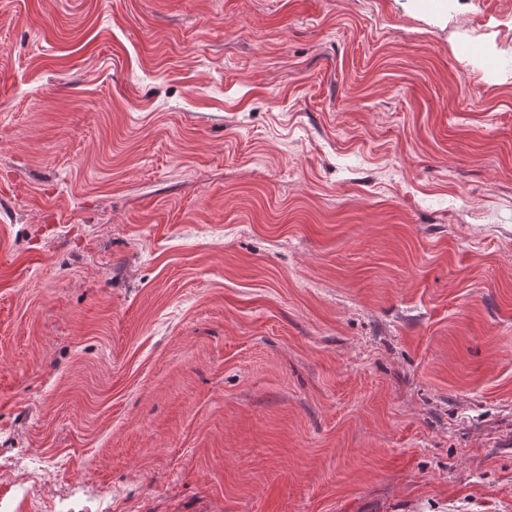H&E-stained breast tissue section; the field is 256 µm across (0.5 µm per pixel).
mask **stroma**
<instances>
[{
  "mask_svg": "<svg viewBox=\"0 0 512 512\" xmlns=\"http://www.w3.org/2000/svg\"><path fill=\"white\" fill-rule=\"evenodd\" d=\"M512 0H0V512H512Z\"/></svg>",
  "mask_w": 512,
  "mask_h": 512,
  "instance_id": "35a3bbf8",
  "label": "stroma"
}]
</instances>
